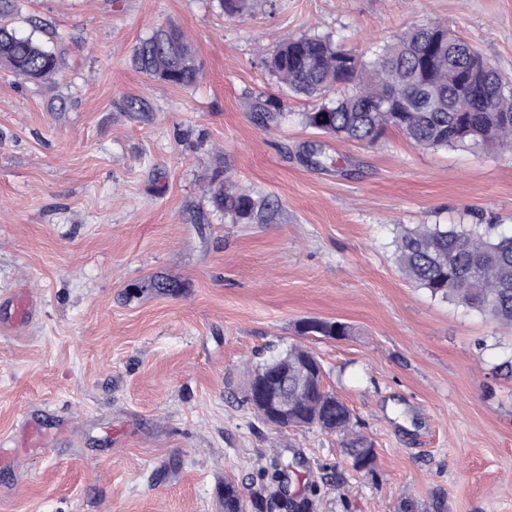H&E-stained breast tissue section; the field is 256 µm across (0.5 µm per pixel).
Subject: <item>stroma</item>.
Here are the masks:
<instances>
[{
  "label": "stroma",
  "mask_w": 512,
  "mask_h": 512,
  "mask_svg": "<svg viewBox=\"0 0 512 512\" xmlns=\"http://www.w3.org/2000/svg\"><path fill=\"white\" fill-rule=\"evenodd\" d=\"M431 22L512 77V0H277L233 19L217 0H16V30L67 65L41 84L0 69V512H224L225 477L257 489L297 457L290 490L318 512H512V327L431 298L394 244L416 224L512 227V150L337 138L261 59L304 34L370 59ZM171 23L196 51L189 88L132 65ZM223 168L270 220L210 205ZM157 276L175 288L147 289ZM20 290L36 308L15 328ZM308 318L352 334L300 336ZM297 342L374 441L373 470L247 403L255 368ZM31 424L43 446H23Z\"/></svg>",
  "instance_id": "35a3bbf8"
}]
</instances>
